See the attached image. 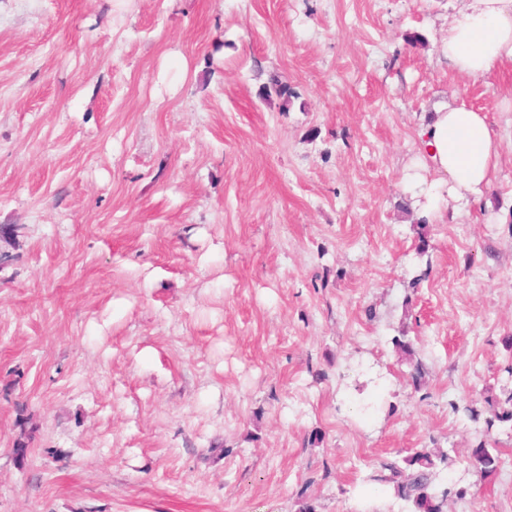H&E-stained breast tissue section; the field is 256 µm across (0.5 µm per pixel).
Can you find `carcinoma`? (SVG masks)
<instances>
[{
	"mask_svg": "<svg viewBox=\"0 0 512 512\" xmlns=\"http://www.w3.org/2000/svg\"><path fill=\"white\" fill-rule=\"evenodd\" d=\"M488 416L484 419L485 430L471 448V463L480 479L485 481L495 475L500 463L497 449L490 447L487 436L498 425L512 428V391L499 400H486ZM448 464V452L440 448H412L402 458V463L383 465L386 475L374 480L389 487L395 497L410 503L414 512H447L448 491L437 492L433 477L439 466Z\"/></svg>",
	"mask_w": 512,
	"mask_h": 512,
	"instance_id": "carcinoma-1",
	"label": "carcinoma"
}]
</instances>
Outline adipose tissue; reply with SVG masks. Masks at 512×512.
Segmentation results:
<instances>
[{
    "instance_id": "obj_1",
    "label": "adipose tissue",
    "mask_w": 512,
    "mask_h": 512,
    "mask_svg": "<svg viewBox=\"0 0 512 512\" xmlns=\"http://www.w3.org/2000/svg\"><path fill=\"white\" fill-rule=\"evenodd\" d=\"M456 72L481 79L512 64V0H469L448 24L445 45ZM430 190L449 205L479 204L492 182L499 138L484 113L459 104L433 113L419 131Z\"/></svg>"
}]
</instances>
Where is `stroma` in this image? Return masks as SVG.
<instances>
[{
    "label": "stroma",
    "instance_id": "1",
    "mask_svg": "<svg viewBox=\"0 0 512 512\" xmlns=\"http://www.w3.org/2000/svg\"><path fill=\"white\" fill-rule=\"evenodd\" d=\"M465 5L0 0V512H406L370 475L424 446L448 512H512V429L469 458L512 388V67L449 68ZM445 103L499 164L423 226ZM503 395V399L485 400L489 406L488 416L484 419L485 430L471 448V463L483 481L496 474L500 463L497 449L489 448L490 443L485 437L498 425L509 424L512 429V390L509 393L504 392Z\"/></svg>",
    "mask_w": 512,
    "mask_h": 512
}]
</instances>
